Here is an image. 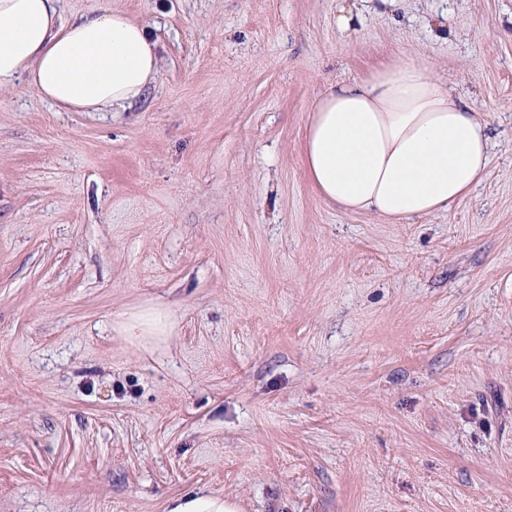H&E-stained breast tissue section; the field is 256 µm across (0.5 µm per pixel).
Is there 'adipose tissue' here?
I'll list each match as a JSON object with an SVG mask.
<instances>
[{
	"instance_id": "obj_1",
	"label": "adipose tissue",
	"mask_w": 512,
	"mask_h": 512,
	"mask_svg": "<svg viewBox=\"0 0 512 512\" xmlns=\"http://www.w3.org/2000/svg\"><path fill=\"white\" fill-rule=\"evenodd\" d=\"M63 0H0V91L25 77L65 112L133 105L156 82L159 38L111 0L62 19ZM307 174L328 203L397 224L450 211L491 162L488 125L422 62L398 57L368 77L329 83L310 106ZM172 326L152 307L118 326L129 342L157 341Z\"/></svg>"
}]
</instances>
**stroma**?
I'll return each mask as SVG.
<instances>
[{
	"instance_id": "35a3bbf8",
	"label": "stroma",
	"mask_w": 512,
	"mask_h": 512,
	"mask_svg": "<svg viewBox=\"0 0 512 512\" xmlns=\"http://www.w3.org/2000/svg\"><path fill=\"white\" fill-rule=\"evenodd\" d=\"M160 39L121 112L0 92V512H512V0H112ZM424 62L488 173L388 224L304 164L328 82ZM159 306L165 341L116 330ZM166 512H238L236 502L212 494H194L172 500Z\"/></svg>"
}]
</instances>
